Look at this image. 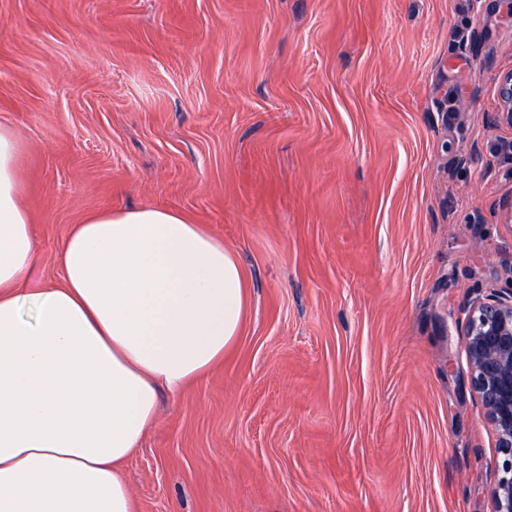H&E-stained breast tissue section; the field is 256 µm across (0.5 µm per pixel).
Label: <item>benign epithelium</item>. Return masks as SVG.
<instances>
[{
  "mask_svg": "<svg viewBox=\"0 0 512 512\" xmlns=\"http://www.w3.org/2000/svg\"><path fill=\"white\" fill-rule=\"evenodd\" d=\"M497 121L512 127V71L498 78ZM463 336L469 384L496 437L501 459L491 489L493 512H512V291L476 299Z\"/></svg>",
  "mask_w": 512,
  "mask_h": 512,
  "instance_id": "1",
  "label": "benign epithelium"
}]
</instances>
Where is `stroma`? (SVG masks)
<instances>
[{
    "label": "stroma",
    "instance_id": "stroma-1",
    "mask_svg": "<svg viewBox=\"0 0 512 512\" xmlns=\"http://www.w3.org/2000/svg\"><path fill=\"white\" fill-rule=\"evenodd\" d=\"M504 0H0L34 277L72 225L168 208L248 308L122 466L135 512H492L468 382L512 287ZM497 94V121L512 127V71L499 76Z\"/></svg>",
    "mask_w": 512,
    "mask_h": 512
}]
</instances>
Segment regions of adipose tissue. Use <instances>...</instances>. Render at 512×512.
Returning <instances> with one entry per match:
<instances>
[{"mask_svg":"<svg viewBox=\"0 0 512 512\" xmlns=\"http://www.w3.org/2000/svg\"><path fill=\"white\" fill-rule=\"evenodd\" d=\"M19 152L0 126V512H133L120 467L161 392L223 361L244 277L223 240L145 207L73 225L59 280L30 279Z\"/></svg>","mask_w":512,"mask_h":512,"instance_id":"adipose-tissue-1","label":"adipose tissue"}]
</instances>
